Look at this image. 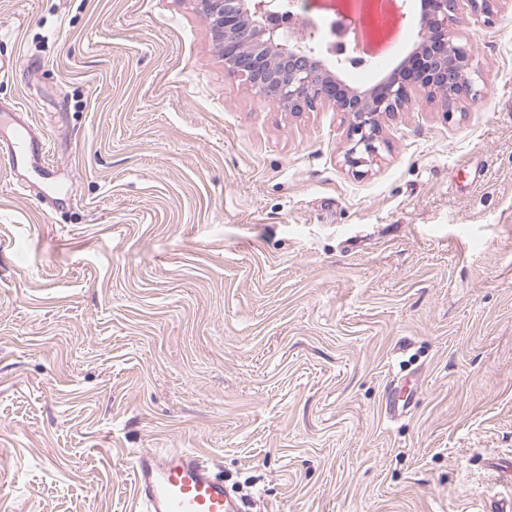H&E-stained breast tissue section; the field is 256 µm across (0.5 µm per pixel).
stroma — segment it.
Here are the masks:
<instances>
[{"mask_svg": "<svg viewBox=\"0 0 512 512\" xmlns=\"http://www.w3.org/2000/svg\"><path fill=\"white\" fill-rule=\"evenodd\" d=\"M383 33L378 83L418 40ZM480 97L418 90L379 156L224 68L197 0H0V114L66 200L0 169V512H137L185 448L253 512H484L512 494V0L462 10ZM415 409L381 412L395 376ZM11 119L16 127L11 138L5 142L3 147L0 146V163H7L14 175L11 188L26 191L31 185L21 178L20 171L29 169L39 171L43 174L44 179L53 176V172L49 170L51 165L46 161L44 140L15 114L11 116Z\"/></svg>", "mask_w": 512, "mask_h": 512, "instance_id": "stroma-1", "label": "stroma"}]
</instances>
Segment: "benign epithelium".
Wrapping results in <instances>:
<instances>
[{"instance_id":"benign-epithelium-1","label":"benign epithelium","mask_w":512,"mask_h":512,"mask_svg":"<svg viewBox=\"0 0 512 512\" xmlns=\"http://www.w3.org/2000/svg\"><path fill=\"white\" fill-rule=\"evenodd\" d=\"M203 20L224 54V68L248 81L265 101L290 112H310L329 103L350 119L344 153L356 169L373 161L382 139V119L401 112L417 89L442 100L451 117L462 98L474 99L478 71L469 50L454 43L453 25L463 6L497 20L495 0H424L417 19L420 40L392 73L366 91H356L324 64L357 65L346 42L326 40L322 28L293 10L295 0H199Z\"/></svg>"}]
</instances>
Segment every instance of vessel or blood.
Masks as SVG:
<instances>
[{"label":"vessel or blood","mask_w":512,"mask_h":512,"mask_svg":"<svg viewBox=\"0 0 512 512\" xmlns=\"http://www.w3.org/2000/svg\"><path fill=\"white\" fill-rule=\"evenodd\" d=\"M45 148L33 128L17 122L10 139L0 146V163H7L12 171L13 188L29 189L23 171L48 173ZM393 390L384 408L389 419L404 414L412 401L408 381L394 383ZM131 465L135 494L144 512H246L245 503L232 494L223 474L197 453L179 448L142 452L133 456Z\"/></svg>","instance_id":"1"}]
</instances>
